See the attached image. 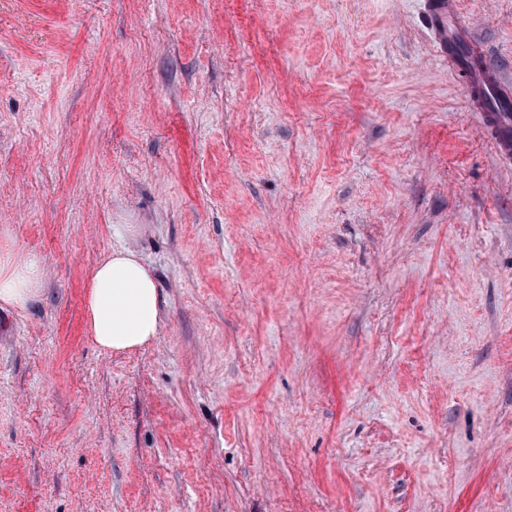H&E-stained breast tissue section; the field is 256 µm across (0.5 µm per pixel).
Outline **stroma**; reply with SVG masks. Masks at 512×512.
<instances>
[{
	"mask_svg": "<svg viewBox=\"0 0 512 512\" xmlns=\"http://www.w3.org/2000/svg\"><path fill=\"white\" fill-rule=\"evenodd\" d=\"M429 2L0 0V512H512V163ZM116 224L163 325L107 353ZM3 235L0 245V304L25 310L42 293L45 269L36 257L14 245L7 230Z\"/></svg>",
	"mask_w": 512,
	"mask_h": 512,
	"instance_id": "1",
	"label": "stroma"
}]
</instances>
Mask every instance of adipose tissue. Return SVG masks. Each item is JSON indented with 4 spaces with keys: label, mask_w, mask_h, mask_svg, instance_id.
Returning <instances> with one entry per match:
<instances>
[{
    "label": "adipose tissue",
    "mask_w": 512,
    "mask_h": 512,
    "mask_svg": "<svg viewBox=\"0 0 512 512\" xmlns=\"http://www.w3.org/2000/svg\"><path fill=\"white\" fill-rule=\"evenodd\" d=\"M135 224L120 227L121 245L95 265L86 292L93 342L112 352L151 344L161 325V295L151 269L131 244ZM45 269L36 257L19 250L11 238L0 241V304L24 310L41 295Z\"/></svg>",
    "instance_id": "obj_1"
}]
</instances>
